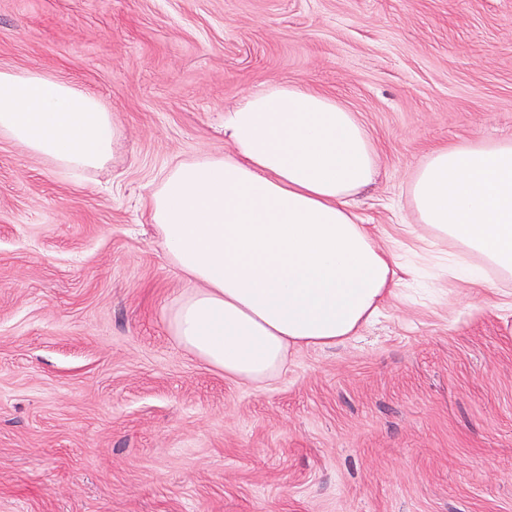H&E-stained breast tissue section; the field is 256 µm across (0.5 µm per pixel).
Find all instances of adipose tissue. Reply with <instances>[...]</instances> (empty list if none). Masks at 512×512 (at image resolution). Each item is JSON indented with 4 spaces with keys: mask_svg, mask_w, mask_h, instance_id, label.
Here are the masks:
<instances>
[{
    "mask_svg": "<svg viewBox=\"0 0 512 512\" xmlns=\"http://www.w3.org/2000/svg\"><path fill=\"white\" fill-rule=\"evenodd\" d=\"M0 135L68 170L102 166L117 130L93 96L0 70ZM231 153L170 167L151 189L169 262L196 287L170 309L175 340L226 377L263 386L291 352L332 348L395 298L404 277L352 209L378 167L335 98L274 84L224 115ZM407 232L438 275L512 297V140L441 146L414 166Z\"/></svg>",
    "mask_w": 512,
    "mask_h": 512,
    "instance_id": "obj_1",
    "label": "adipose tissue"
}]
</instances>
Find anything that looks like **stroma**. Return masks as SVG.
I'll return each mask as SVG.
<instances>
[{
  "mask_svg": "<svg viewBox=\"0 0 512 512\" xmlns=\"http://www.w3.org/2000/svg\"><path fill=\"white\" fill-rule=\"evenodd\" d=\"M0 69L119 131L89 171L0 136V512H512V309L429 277L257 388L171 336L192 284L150 200L229 153L225 110L300 83L366 127L355 211L404 242L429 148L512 139V0H0Z\"/></svg>",
  "mask_w": 512,
  "mask_h": 512,
  "instance_id": "stroma-1",
  "label": "stroma"
}]
</instances>
